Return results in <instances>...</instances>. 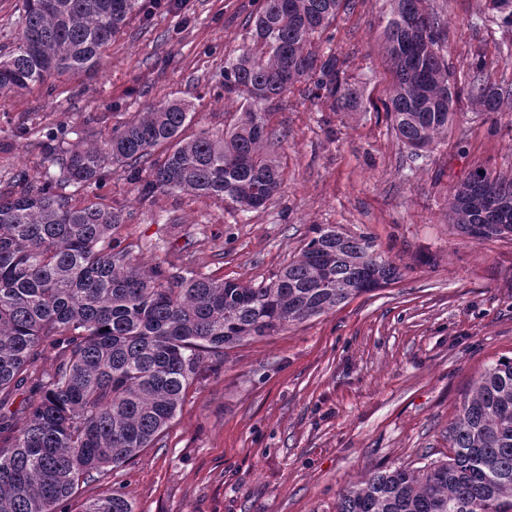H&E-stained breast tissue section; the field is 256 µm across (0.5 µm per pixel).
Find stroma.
<instances>
[{"mask_svg":"<svg viewBox=\"0 0 512 512\" xmlns=\"http://www.w3.org/2000/svg\"><path fill=\"white\" fill-rule=\"evenodd\" d=\"M261 0H175L130 19L96 70L0 95V191L18 172L41 184L52 166L28 141L79 131L101 142L134 113L186 100V135L223 133L238 106L215 97L225 60L253 49ZM445 31L450 81L466 87L475 50L488 84L512 90V28L487 0H428ZM388 0H356L318 52L347 58L357 111L334 112L296 85L268 105L282 188L241 214L215 198L173 191L141 199L123 169L79 201L123 211L116 235L134 263L243 284L269 282L315 226L366 234L393 260L396 282L327 314L206 359L153 447L80 484L64 504L122 493L134 512H336L339 493L368 473L418 467L449 451L448 425L487 365L512 357V237L471 239L448 201L475 168L512 178V109L461 102L447 138L413 151L385 112L393 76L383 49ZM27 127L29 139L17 136Z\"/></svg>","mask_w":512,"mask_h":512,"instance_id":"obj_1","label":"stroma"}]
</instances>
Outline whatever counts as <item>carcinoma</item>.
I'll use <instances>...</instances> for the list:
<instances>
[{
    "label": "carcinoma",
    "instance_id": "obj_1",
    "mask_svg": "<svg viewBox=\"0 0 512 512\" xmlns=\"http://www.w3.org/2000/svg\"><path fill=\"white\" fill-rule=\"evenodd\" d=\"M353 2L264 0L253 18L258 50L225 62L215 91L240 100L221 135L182 137L194 109L178 100L136 113L101 144L65 148L53 131L34 142L59 176L0 193V407L27 384L39 394L24 425L0 446V512H58L79 482L151 447L205 359L401 277L371 237L333 226L315 227L268 283L173 275L163 262L132 263L113 236L125 222L122 211L74 205L60 192L97 184L117 165L144 199L179 190L243 213L265 206L282 174L269 150L276 133L259 106L306 81L332 111L357 107L347 61L312 50ZM389 2L383 35L394 82L386 108L402 142L423 150L448 135L460 94L441 54L442 22L427 0ZM140 7L139 0H22L18 37L0 48V93L42 86L63 71L94 70ZM485 67L484 55L473 54L466 97L483 112H499L512 91L485 82ZM448 223L470 238L512 236V179L472 170L448 202ZM48 345L56 365L44 378L38 363ZM448 442L441 459L375 471L348 487L336 512H512V357L481 374L448 426ZM83 512L133 509L114 493Z\"/></svg>",
    "mask_w": 512,
    "mask_h": 512
}]
</instances>
